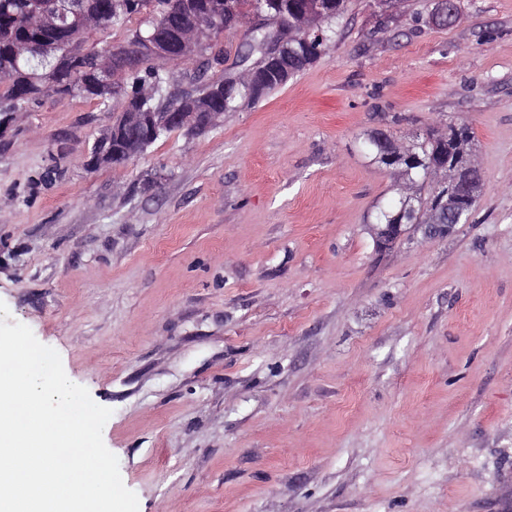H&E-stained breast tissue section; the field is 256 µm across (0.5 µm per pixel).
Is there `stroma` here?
I'll list each match as a JSON object with an SVG mask.
<instances>
[{"mask_svg": "<svg viewBox=\"0 0 512 512\" xmlns=\"http://www.w3.org/2000/svg\"><path fill=\"white\" fill-rule=\"evenodd\" d=\"M348 0L318 60L199 135L87 162L106 112L0 121V301L110 408L139 512H512V0ZM465 122L470 223L378 248L368 134Z\"/></svg>", "mask_w": 512, "mask_h": 512, "instance_id": "35a3bbf8", "label": "stroma"}]
</instances>
